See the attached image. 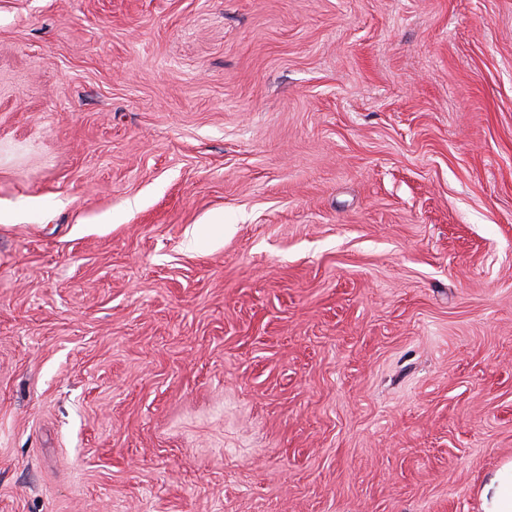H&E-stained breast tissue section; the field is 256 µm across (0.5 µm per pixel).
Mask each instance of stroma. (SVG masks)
<instances>
[{
    "mask_svg": "<svg viewBox=\"0 0 512 512\" xmlns=\"http://www.w3.org/2000/svg\"><path fill=\"white\" fill-rule=\"evenodd\" d=\"M509 460L512 0H0V512Z\"/></svg>",
    "mask_w": 512,
    "mask_h": 512,
    "instance_id": "stroma-1",
    "label": "stroma"
}]
</instances>
